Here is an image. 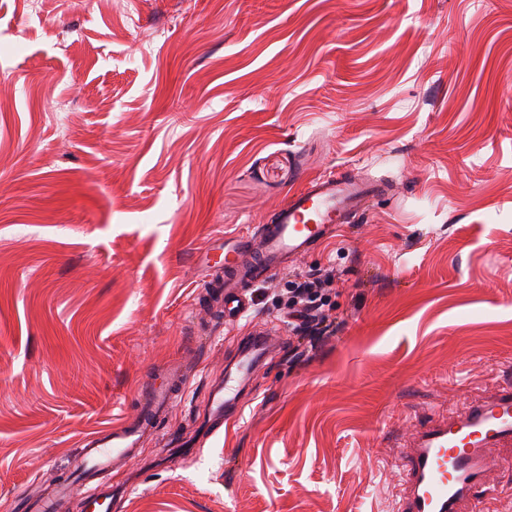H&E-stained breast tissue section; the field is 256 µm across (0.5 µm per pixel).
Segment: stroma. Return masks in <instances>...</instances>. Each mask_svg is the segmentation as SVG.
I'll return each instance as SVG.
<instances>
[{"mask_svg":"<svg viewBox=\"0 0 512 512\" xmlns=\"http://www.w3.org/2000/svg\"><path fill=\"white\" fill-rule=\"evenodd\" d=\"M331 173L388 190L246 320L199 303L206 254ZM312 269L340 326L307 358ZM173 361L111 512H390L413 430L512 385V0H0V512ZM246 340L239 351L236 363H234L235 370L232 371L231 368L224 373V391L222 386L216 387L212 391V404L216 405L217 409H221L225 405L227 410H232V412L226 413L224 422H229L237 416L240 409L241 392L258 364L259 358L251 351L249 345L246 346ZM233 387L236 392L229 397Z\"/></svg>","mask_w":512,"mask_h":512,"instance_id":"stroma-1","label":"stroma"}]
</instances>
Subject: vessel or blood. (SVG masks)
Here are the masks:
<instances>
[{
	"label": "vessel or blood",
	"mask_w": 512,
	"mask_h": 512,
	"mask_svg": "<svg viewBox=\"0 0 512 512\" xmlns=\"http://www.w3.org/2000/svg\"><path fill=\"white\" fill-rule=\"evenodd\" d=\"M377 192L376 185L362 180H314L289 196L272 223L258 225L226 248L222 286L229 322L245 318L250 311L248 288L279 269L288 257L308 253L339 225L366 211ZM257 364V355L242 346L234 369L224 373V387L213 389V404L239 411V393ZM188 384L187 373L170 368L159 373L156 383L141 386L136 420L99 428L86 437L81 450L84 471L100 473L110 463L133 459L143 437L156 431ZM496 468H512L511 385L470 403L463 413L413 432L392 512H483L488 474ZM73 496L83 498L89 512H96L107 500L105 491L62 482L53 497L35 505L33 512H54L57 499Z\"/></svg>",
	"instance_id": "vessel-or-blood-1"
}]
</instances>
